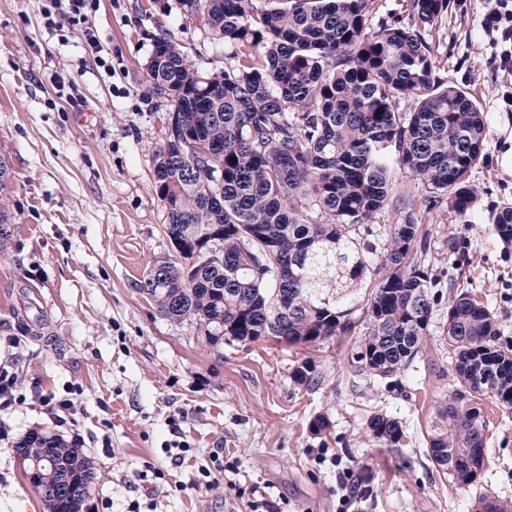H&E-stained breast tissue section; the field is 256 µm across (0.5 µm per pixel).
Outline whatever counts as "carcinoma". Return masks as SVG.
Returning a JSON list of instances; mask_svg holds the SVG:
<instances>
[{"label":"carcinoma","instance_id":"carcinoma-1","mask_svg":"<svg viewBox=\"0 0 512 512\" xmlns=\"http://www.w3.org/2000/svg\"><path fill=\"white\" fill-rule=\"evenodd\" d=\"M373 3L182 0L224 40L230 64L204 75L175 41L155 44L148 86L167 102L169 125L153 177L180 259H164L139 291L218 354L226 340L312 345L362 322L353 372L398 387L422 357L443 300L426 266L422 214L446 203L460 218L471 215L477 190L469 177L483 159L488 120L439 73L430 36L448 0H407L408 16L388 9L375 24ZM403 100L407 112L398 109ZM404 175L417 187L400 194ZM389 208L399 218L379 248L367 240L369 223ZM217 225L224 234L213 258L195 262ZM494 232L512 244V207L496 214ZM282 266L286 277L277 275ZM369 276L376 283L366 292ZM457 287L449 280L440 326L456 385L435 412L426 456L471 486L486 464L482 400L512 408V345L490 308ZM290 379L319 385L307 361ZM368 428L389 448L405 437L401 421L383 413ZM15 453L43 460L36 479L46 512H76L60 486L97 478L77 444L51 430L29 433ZM472 512H512V503L482 495Z\"/></svg>","mask_w":512,"mask_h":512}]
</instances>
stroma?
<instances>
[{
  "label": "stroma",
  "instance_id": "1",
  "mask_svg": "<svg viewBox=\"0 0 512 512\" xmlns=\"http://www.w3.org/2000/svg\"><path fill=\"white\" fill-rule=\"evenodd\" d=\"M431 41L441 75L487 114L484 160L470 180L479 201L470 223L439 207L426 214L430 268L447 280L448 238L467 256L459 283L494 312L512 341V246L493 231L512 206V174L499 158L512 136L506 79L483 27L488 0H448ZM100 54L53 0H0V156L12 170L8 237L0 249V364L17 376L21 401L0 407V512H44L15 459L16 443L51 429L97 466L84 512H468L481 495L512 502V408L484 401L486 466L464 488L425 456V439L453 387L451 360L432 336L401 386L352 372L357 336L293 347L273 340L210 352L192 329L160 317L138 290L151 262L178 253L153 159L167 132V105L147 87L159 35L201 72L223 71V42L181 0H97L90 16ZM76 82L82 103L59 96ZM314 390L289 373L302 362ZM71 399L57 420L38 394ZM399 418L406 437L386 447L369 416ZM324 415L329 429H309ZM189 444L174 458L173 443ZM230 469L211 487L202 470ZM163 478L150 475V468Z\"/></svg>",
  "mask_w": 512,
  "mask_h": 512
}]
</instances>
